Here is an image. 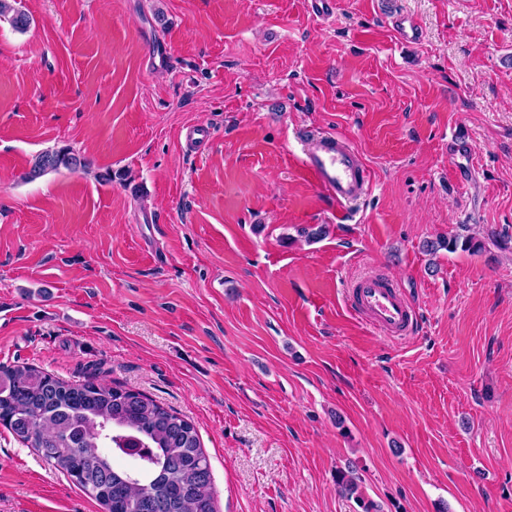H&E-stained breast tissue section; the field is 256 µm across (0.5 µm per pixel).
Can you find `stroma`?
<instances>
[{
	"label": "stroma",
	"instance_id": "stroma-1",
	"mask_svg": "<svg viewBox=\"0 0 512 512\" xmlns=\"http://www.w3.org/2000/svg\"><path fill=\"white\" fill-rule=\"evenodd\" d=\"M18 0L0 20V365L191 420L218 512H512V0ZM411 14L418 45L391 19ZM471 150L449 152L458 125ZM207 131L196 150L188 128ZM325 134L370 174L336 205ZM70 147L87 172L21 175ZM325 224L308 242L298 230ZM382 272L413 338L352 316ZM0 512H101L0 426ZM12 2L16 3V0H0V18L7 19L14 30L25 32L30 25V17L16 9ZM304 167L317 186L338 204L353 203L369 189V173L362 158L337 135L317 139ZM354 470L348 469V471L344 472L339 470V475L337 477V485L339 487V491L346 496H353L356 498V501L359 507L363 512H378V506L374 504L372 501H365L359 493V485L357 480L358 476H355Z\"/></svg>",
	"mask_w": 512,
	"mask_h": 512
}]
</instances>
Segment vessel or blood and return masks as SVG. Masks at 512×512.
Here are the masks:
<instances>
[{"instance_id": "obj_1", "label": "vessel or blood", "mask_w": 512, "mask_h": 512, "mask_svg": "<svg viewBox=\"0 0 512 512\" xmlns=\"http://www.w3.org/2000/svg\"><path fill=\"white\" fill-rule=\"evenodd\" d=\"M393 27L402 43L416 45L423 38L420 25L408 14H395ZM304 167L317 186L336 203L355 202L369 189L366 165L341 137L329 135L317 139L306 155ZM348 298L354 314L383 335L411 336L418 323V307L387 277L357 278L349 286Z\"/></svg>"}]
</instances>
